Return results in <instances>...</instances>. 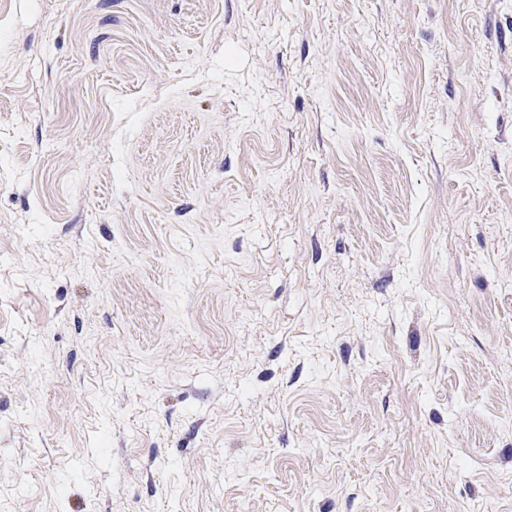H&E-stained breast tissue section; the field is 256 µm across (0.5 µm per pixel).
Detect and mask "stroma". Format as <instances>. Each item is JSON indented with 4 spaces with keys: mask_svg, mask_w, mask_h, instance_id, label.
Segmentation results:
<instances>
[{
    "mask_svg": "<svg viewBox=\"0 0 512 512\" xmlns=\"http://www.w3.org/2000/svg\"><path fill=\"white\" fill-rule=\"evenodd\" d=\"M0 512H512V0H0Z\"/></svg>",
    "mask_w": 512,
    "mask_h": 512,
    "instance_id": "1",
    "label": "stroma"
}]
</instances>
